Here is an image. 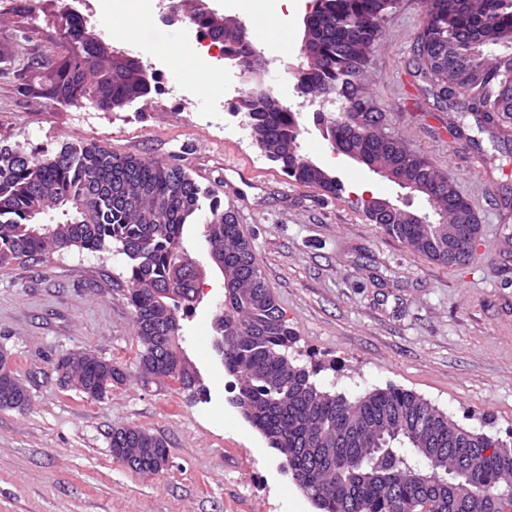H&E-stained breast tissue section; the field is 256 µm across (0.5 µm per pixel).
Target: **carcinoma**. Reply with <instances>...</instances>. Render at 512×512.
I'll return each instance as SVG.
<instances>
[{
	"label": "carcinoma",
	"instance_id": "carcinoma-1",
	"mask_svg": "<svg viewBox=\"0 0 512 512\" xmlns=\"http://www.w3.org/2000/svg\"><path fill=\"white\" fill-rule=\"evenodd\" d=\"M211 34L224 33V53L233 61L255 56L256 47L235 36L238 21L202 11L184 0ZM397 0H316L306 16L300 51L306 65L296 73L306 94L337 100L373 119L362 93L363 66L376 47L380 22ZM64 53L54 59L23 52L28 33L0 50V72L48 70L46 98L84 101L121 109L151 93L139 61L115 52L69 14L62 24ZM418 52L426 74L443 92L472 96L484 117H512V0H428ZM248 118L259 146L279 157L282 170L304 184L336 195L338 180L300 151L302 116L277 108L260 85H250ZM314 124L326 141L358 153L365 164L401 168L407 177L438 190L435 206L446 222L427 227L412 213L395 209L383 230L412 252L449 263L429 237L456 240L471 209L460 193L448 197V175L427 157L408 151L395 136L350 134L335 112L318 110ZM64 220L41 222L50 210ZM207 211V246L224 264V307L214 321L224 337V368L239 380L233 402L244 417L285 457L297 485L321 512H408L425 505L439 512H512V449L502 440L468 430L420 396L397 388L377 389L353 401L320 389L316 371L288 356L292 331L262 278L249 244L221 200L186 172L162 162L119 156L96 142H68L55 153L0 148V268L41 259L73 247L94 252L117 248L128 258L129 303L141 343L139 368L146 377H166L183 390L193 383L190 367L176 369L179 310L199 301L184 246L187 226ZM73 385L112 390L123 369L90 350L65 360ZM0 379V408H22L30 400L16 368ZM112 448L135 457L130 468L158 472L166 444L133 426L112 428ZM434 448L427 454L424 449ZM444 479L429 481L431 471Z\"/></svg>",
	"mask_w": 512,
	"mask_h": 512
}]
</instances>
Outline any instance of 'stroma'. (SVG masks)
Segmentation results:
<instances>
[{
	"mask_svg": "<svg viewBox=\"0 0 512 512\" xmlns=\"http://www.w3.org/2000/svg\"><path fill=\"white\" fill-rule=\"evenodd\" d=\"M73 0H0V48L30 33L28 52L62 54L56 23ZM427 0H398L382 20L364 67L365 88L388 133L456 181L482 224L471 259L449 266L409 251L371 224L356 181L372 195L419 215L431 207L366 166L333 158L315 110L298 97L304 16L278 8L288 53H266L265 85L302 113V154L330 168L343 186L329 194L288 177L252 130L227 135L201 125L212 91L172 100L185 82L187 27L146 18L133 39L163 60L162 85L115 110L57 103L40 95L47 73L0 78V143L30 151L82 140L117 154L186 170L205 189L245 171L233 213L262 276L295 334L289 355L315 369L322 389L356 399L395 386L421 396L459 425L512 434V119L482 123L467 99L447 100L422 74L415 53ZM202 225L189 227V252L206 266L200 301L180 314L179 346L205 396L167 378H144L128 302L127 259L117 250L74 248L0 269V346L29 391L24 408H0V512H318L233 398L237 381L214 348L224 278L210 264ZM91 350L127 377L105 400L62 388L54 366ZM149 430L168 443L170 463L152 476L112 457L117 426Z\"/></svg>",
	"mask_w": 512,
	"mask_h": 512,
	"instance_id": "1",
	"label": "stroma"
}]
</instances>
